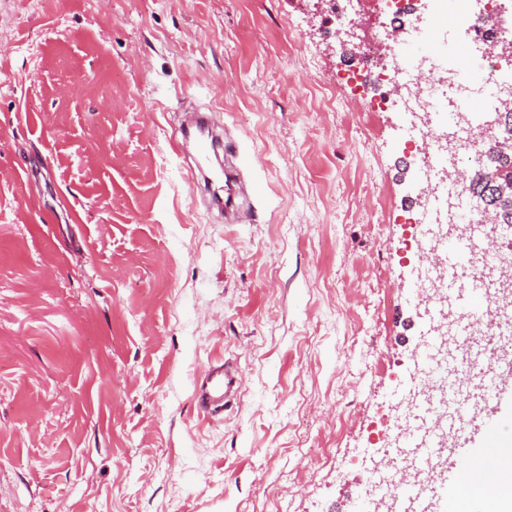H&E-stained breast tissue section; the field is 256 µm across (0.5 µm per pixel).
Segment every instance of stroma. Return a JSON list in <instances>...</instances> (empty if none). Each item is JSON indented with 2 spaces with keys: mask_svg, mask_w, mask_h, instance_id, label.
Wrapping results in <instances>:
<instances>
[{
  "mask_svg": "<svg viewBox=\"0 0 512 512\" xmlns=\"http://www.w3.org/2000/svg\"><path fill=\"white\" fill-rule=\"evenodd\" d=\"M300 0H0V512H356L423 341L408 126ZM220 111L254 219L174 138ZM373 110L371 126L360 113ZM241 386L210 418L194 382Z\"/></svg>",
  "mask_w": 512,
  "mask_h": 512,
  "instance_id": "1",
  "label": "stroma"
}]
</instances>
